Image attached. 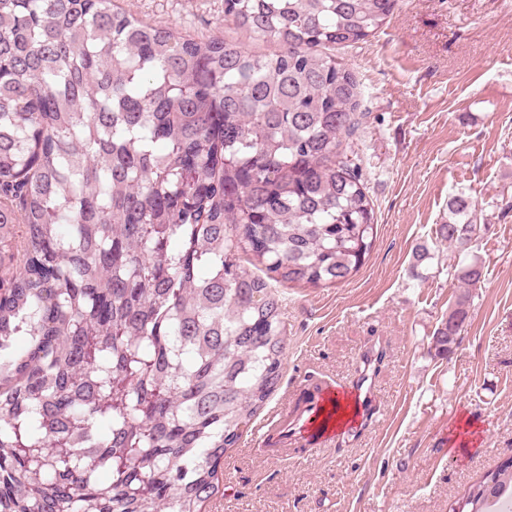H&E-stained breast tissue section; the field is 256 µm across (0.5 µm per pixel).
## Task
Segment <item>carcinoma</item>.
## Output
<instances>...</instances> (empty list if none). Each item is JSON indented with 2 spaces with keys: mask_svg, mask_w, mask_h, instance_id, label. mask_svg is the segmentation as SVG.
<instances>
[{
  "mask_svg": "<svg viewBox=\"0 0 512 512\" xmlns=\"http://www.w3.org/2000/svg\"><path fill=\"white\" fill-rule=\"evenodd\" d=\"M395 4L224 0L279 45L256 55L114 0H0V512H202L282 378L272 283H344L374 247L349 158L366 113L332 50ZM448 211L437 237L475 288L476 205L460 191ZM506 499L512 459L451 512Z\"/></svg>",
  "mask_w": 512,
  "mask_h": 512,
  "instance_id": "carcinoma-1",
  "label": "carcinoma"
}]
</instances>
